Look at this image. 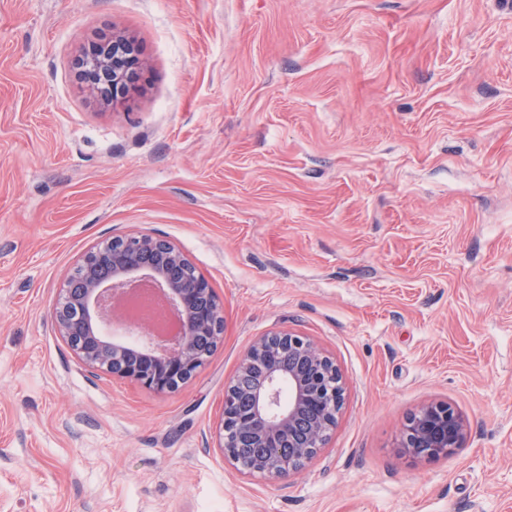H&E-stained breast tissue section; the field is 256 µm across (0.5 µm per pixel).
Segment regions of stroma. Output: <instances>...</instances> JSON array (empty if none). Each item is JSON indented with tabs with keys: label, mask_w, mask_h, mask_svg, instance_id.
<instances>
[{
	"label": "stroma",
	"mask_w": 512,
	"mask_h": 512,
	"mask_svg": "<svg viewBox=\"0 0 512 512\" xmlns=\"http://www.w3.org/2000/svg\"><path fill=\"white\" fill-rule=\"evenodd\" d=\"M115 31L144 61L119 110L74 68ZM137 232L224 303L170 393L90 373L51 319L80 257ZM276 329L346 392L272 482L216 439ZM431 401L468 442L409 458ZM0 512H512V0H0ZM467 437L463 414L449 402L433 401L407 418L399 448L413 459L436 460L456 455L465 447Z\"/></svg>",
	"instance_id": "obj_1"
}]
</instances>
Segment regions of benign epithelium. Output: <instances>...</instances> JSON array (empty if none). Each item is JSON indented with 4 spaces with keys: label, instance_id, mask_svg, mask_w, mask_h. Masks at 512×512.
I'll use <instances>...</instances> for the list:
<instances>
[{
    "label": "benign epithelium",
    "instance_id": "1",
    "mask_svg": "<svg viewBox=\"0 0 512 512\" xmlns=\"http://www.w3.org/2000/svg\"><path fill=\"white\" fill-rule=\"evenodd\" d=\"M89 92L116 108L126 103L141 68L130 39L112 35L75 58ZM187 255L148 234L114 237L88 250L66 279L52 309L58 335L90 372L101 371L156 393L176 390L206 364L199 353L224 333V308ZM150 288L177 317L179 330L155 338L144 329L112 335L121 303ZM345 398L341 369L309 337L288 329L254 340L224 387L218 448L249 474L287 479L325 447ZM468 427L451 403L433 401L407 418L399 447L436 460L465 447ZM291 451L283 454L282 448Z\"/></svg>",
    "mask_w": 512,
    "mask_h": 512
}]
</instances>
